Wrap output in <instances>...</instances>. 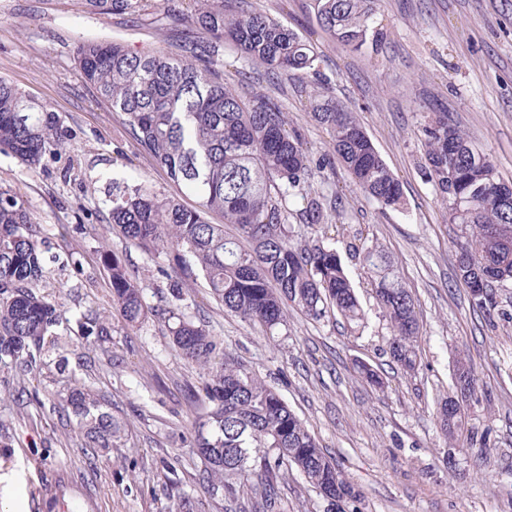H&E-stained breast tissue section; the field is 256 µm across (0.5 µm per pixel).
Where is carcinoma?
<instances>
[{
	"label": "carcinoma",
	"mask_w": 512,
	"mask_h": 512,
	"mask_svg": "<svg viewBox=\"0 0 512 512\" xmlns=\"http://www.w3.org/2000/svg\"><path fill=\"white\" fill-rule=\"evenodd\" d=\"M98 15L137 16L147 0H83ZM321 24L342 43L360 48L369 40L374 0H316ZM153 23L179 35L151 52H132L116 42L83 40L74 50L85 80L119 114L126 133L170 179L198 199L186 208L153 189L139 173L113 186L108 223L147 254H164L189 276L204 279L224 310L255 320L267 330L284 324L293 306L313 321L328 310L348 323L364 311L336 248L294 240V222L322 224L336 207L308 193L315 162L301 133L288 127L281 104L267 95L243 101L224 83V43L276 79L315 71L314 46L276 20L226 0H194L184 11L179 0L154 2ZM313 117L332 135L340 162L353 182L385 206L402 203L400 182L390 171L354 112L335 100L314 96ZM424 174L447 214L459 228L456 279L480 309L496 308L495 288L512 284V189L498 179L490 159L468 135L434 112L421 124ZM72 140L52 106L32 99L0 78V154L28 170L67 149ZM210 213L224 216L212 224ZM238 237L224 235V225ZM110 281V305L130 328L141 326L152 308L146 286L115 254H100ZM373 274L375 298L390 330L393 362L412 373L419 365L420 326L415 299L394 275L388 257L362 249ZM45 256L37 227L15 192L0 189V364L33 363L61 317L59 302L40 292ZM173 307L169 332L182 354L208 370L205 384L212 403L209 425L194 439L208 463L214 490L235 499L242 481L250 482L254 512H280L278 483L295 466L325 499L361 512L363 495L343 476L314 435L288 408L281 395L257 374L230 357L211 364L216 342L183 312L179 283L170 285ZM82 335L107 339L106 316L89 318ZM454 376L469 394L477 379L468 362H455ZM467 398L452 395L437 409L448 440L461 430ZM77 422L83 447L108 449L122 439V425L103 410L98 395L76 382L65 399Z\"/></svg>",
	"instance_id": "cac0c4a2"
}]
</instances>
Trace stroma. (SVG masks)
<instances>
[{
    "instance_id": "1",
    "label": "stroma",
    "mask_w": 512,
    "mask_h": 512,
    "mask_svg": "<svg viewBox=\"0 0 512 512\" xmlns=\"http://www.w3.org/2000/svg\"><path fill=\"white\" fill-rule=\"evenodd\" d=\"M315 44L317 74L284 82L225 45V82L242 96L278 99L313 158H327L311 180L314 195H335L337 218L306 229L340 252L365 312L363 326L340 317L314 322L289 309L274 333L227 312L202 281L171 269L107 222L112 184L129 171L156 190L182 193L165 170L125 133L117 113L97 100L77 70L78 41H115L140 52L167 33L149 20L86 12L82 0H0V78L50 103L72 132L70 148L28 171L0 154V189L18 192L48 247L43 292L59 296L66 320L36 368L0 367V474L13 499L0 512H170L188 495L193 512H238V500L203 482L194 448L211 405L205 377L173 345L164 312L178 281L186 316L204 324L217 358L231 357L274 387L343 475L364 495L362 512H512V286L497 289L499 314L477 308L456 282L457 228L423 171L418 128L443 110L512 183V0H377L369 22L377 45L353 49L318 25L315 0H246ZM321 91L355 113L399 180L403 207L367 197L334 161L333 144L311 112ZM386 252L416 301L420 365L411 374L392 362L389 331L355 247ZM118 255L146 284L155 315L140 328L112 314L109 276L99 252ZM112 315L104 342L82 338L81 317ZM465 358L479 389L465 407L464 439L449 445L436 420L454 391V363ZM373 366L378 389L356 372ZM90 385L126 425V441L107 452L83 448L74 417L61 403L74 381ZM284 512H336L297 469L282 484Z\"/></svg>"
}]
</instances>
